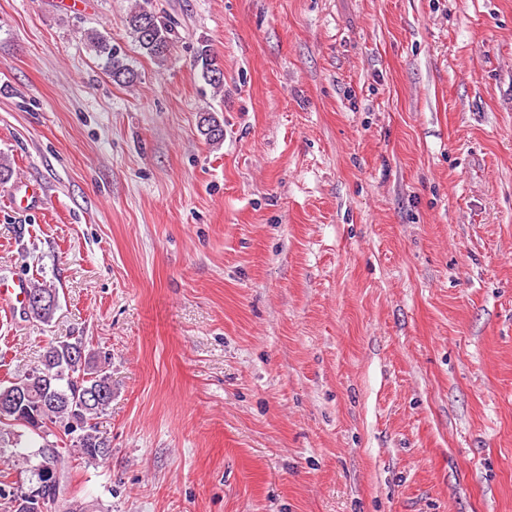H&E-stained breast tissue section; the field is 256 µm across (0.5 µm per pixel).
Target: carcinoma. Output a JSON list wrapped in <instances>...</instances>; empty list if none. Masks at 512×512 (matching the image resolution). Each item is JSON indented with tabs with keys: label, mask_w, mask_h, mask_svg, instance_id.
Returning a JSON list of instances; mask_svg holds the SVG:
<instances>
[{
	"label": "carcinoma",
	"mask_w": 512,
	"mask_h": 512,
	"mask_svg": "<svg viewBox=\"0 0 512 512\" xmlns=\"http://www.w3.org/2000/svg\"><path fill=\"white\" fill-rule=\"evenodd\" d=\"M150 0L132 9L126 17L129 34L139 49L163 66L173 44L171 22L149 7ZM87 48L104 61L105 70L116 83L130 84L135 71L120 55L110 38L97 31L85 33ZM200 76L209 85L224 84V71L217 56L207 45L197 50ZM199 132L214 144L224 140V120L207 112L200 117ZM109 353L92 352L83 339L57 340L47 343L39 363L16 378L29 384L28 398L16 411L0 419V456L10 454L31 464L28 491H11L8 475H0V499L11 502L10 512H36L39 498L59 496L60 512H77L69 499L67 481L57 484L51 479L50 466H67L73 461L96 465L112 453L96 419L105 414L112 402V376ZM26 434L16 433V428ZM67 441V451L60 443Z\"/></svg>",
	"instance_id": "1"
}]
</instances>
